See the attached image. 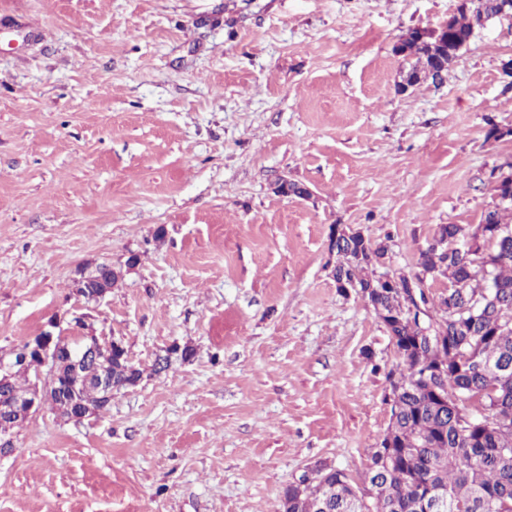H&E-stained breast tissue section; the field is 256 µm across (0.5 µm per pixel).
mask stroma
<instances>
[{"instance_id": "35a3bbf8", "label": "stroma", "mask_w": 512, "mask_h": 512, "mask_svg": "<svg viewBox=\"0 0 512 512\" xmlns=\"http://www.w3.org/2000/svg\"><path fill=\"white\" fill-rule=\"evenodd\" d=\"M455 4L0 0V354L82 315L145 371L83 422L46 403L16 428L0 512H278L316 462L367 472L399 356L339 292L330 227L409 273L512 171V135L486 137L512 128V20L397 90L396 45ZM134 254L81 304L79 268ZM172 345L192 358L150 374Z\"/></svg>"}]
</instances>
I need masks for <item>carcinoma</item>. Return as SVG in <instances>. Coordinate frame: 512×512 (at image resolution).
Listing matches in <instances>:
<instances>
[{
  "label": "carcinoma",
  "mask_w": 512,
  "mask_h": 512,
  "mask_svg": "<svg viewBox=\"0 0 512 512\" xmlns=\"http://www.w3.org/2000/svg\"><path fill=\"white\" fill-rule=\"evenodd\" d=\"M505 2L458 0L446 30L435 36L409 30L398 46L409 64L398 89L420 81L441 84L469 44L480 11L498 13ZM507 216L512 218V200L482 213L488 239L474 251L449 249L446 243H474L476 231L437 225L434 242L419 251L417 271L393 275L387 286L376 278L387 255L384 244L330 231L336 284L357 288L399 355L387 374L393 455L381 446L371 455L375 512H416L418 498L430 491L444 496L433 512H512V225ZM422 272L452 287L430 300L419 294L421 306L413 308L408 282ZM123 279L122 268L101 263L85 288H118ZM432 313L439 320L430 342L422 325ZM108 371L117 392L143 376L125 352L110 353ZM29 374L26 367L0 381V401L26 391ZM448 383L457 398L445 402L439 394ZM476 395L483 397L480 411L467 407ZM304 478L303 491L284 488L280 512H362L353 492L357 483L343 470L318 463Z\"/></svg>",
  "instance_id": "cac0c4a2"
}]
</instances>
